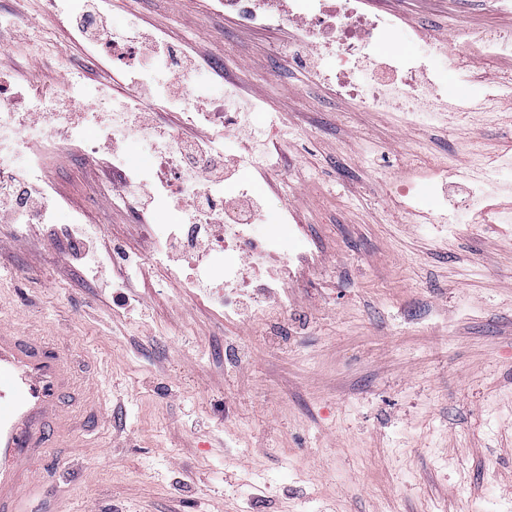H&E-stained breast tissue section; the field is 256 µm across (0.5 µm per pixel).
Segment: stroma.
Here are the masks:
<instances>
[{
  "instance_id": "1",
  "label": "stroma",
  "mask_w": 512,
  "mask_h": 512,
  "mask_svg": "<svg viewBox=\"0 0 512 512\" xmlns=\"http://www.w3.org/2000/svg\"><path fill=\"white\" fill-rule=\"evenodd\" d=\"M392 40L429 57L447 93L440 111L410 124L397 112H360L306 83L305 69H336L333 50L298 49L293 25L237 24L218 0H103L121 36L165 45L206 44L223 77L192 108L255 103L226 153L263 146L270 166L251 171L255 201L285 232L292 274L266 299L263 320L225 321L224 283L188 295L150 261L152 230L182 207L148 208L145 221L107 196L101 144L68 143L45 179L66 205L41 244L0 223V328L32 329L64 352L80 386L97 394L98 420L79 443L57 442L37 462L46 491L63 489L67 512H512V224L497 221L512 193L490 191L482 211L465 205L471 161L512 150V91L493 107L490 80L455 72L467 29L512 31L494 0H383ZM18 0H0V54L45 60L38 73L0 86L27 102L30 83L74 72L101 92L94 109L137 96L180 131L181 110L147 90L153 68L87 41L77 16L49 22L33 0L28 38L3 33ZM474 92L458 111L459 91ZM409 180V209L385 197ZM458 219L438 223L442 208ZM85 231L70 254L68 227ZM120 244L141 275L118 287L88 277V253ZM129 297L116 306L114 293ZM288 313L279 315L280 298Z\"/></svg>"
}]
</instances>
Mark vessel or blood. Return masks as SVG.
Wrapping results in <instances>:
<instances>
[{
	"instance_id": "1",
	"label": "vessel or blood",
	"mask_w": 512,
	"mask_h": 512,
	"mask_svg": "<svg viewBox=\"0 0 512 512\" xmlns=\"http://www.w3.org/2000/svg\"><path fill=\"white\" fill-rule=\"evenodd\" d=\"M71 378L65 361L33 338L0 332V512H26L31 465L49 447L52 430L67 428L59 398Z\"/></svg>"
}]
</instances>
